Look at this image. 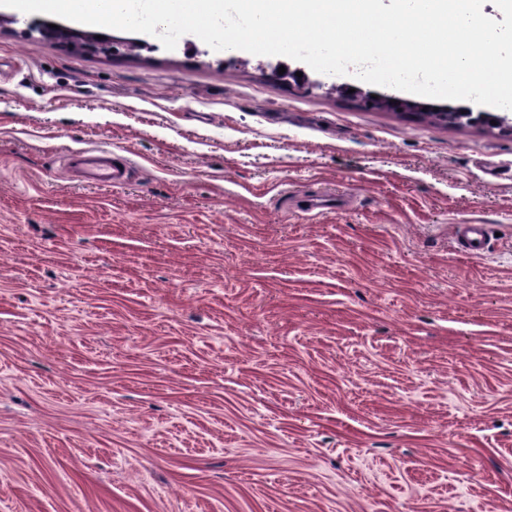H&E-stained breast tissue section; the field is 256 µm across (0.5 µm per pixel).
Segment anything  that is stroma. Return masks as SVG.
I'll use <instances>...</instances> for the list:
<instances>
[{
    "label": "stroma",
    "instance_id": "35a3bbf8",
    "mask_svg": "<svg viewBox=\"0 0 512 512\" xmlns=\"http://www.w3.org/2000/svg\"><path fill=\"white\" fill-rule=\"evenodd\" d=\"M54 21L0 6V512H512V135ZM72 160L81 176L90 181L118 183L126 173L125 167L113 163L101 150L78 151ZM464 240V248L469 252H481L486 246V230L482 224L460 225Z\"/></svg>",
    "mask_w": 512,
    "mask_h": 512
}]
</instances>
